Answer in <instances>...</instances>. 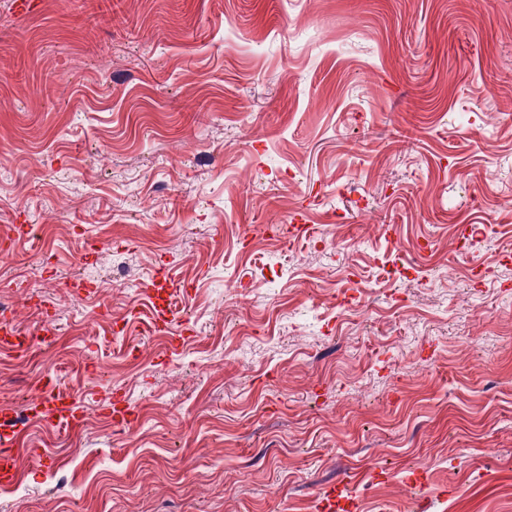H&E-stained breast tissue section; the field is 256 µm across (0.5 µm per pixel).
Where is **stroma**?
Wrapping results in <instances>:
<instances>
[{"mask_svg": "<svg viewBox=\"0 0 512 512\" xmlns=\"http://www.w3.org/2000/svg\"><path fill=\"white\" fill-rule=\"evenodd\" d=\"M35 2L0 0V240L36 227L0 303L55 334L0 414L56 372L91 418L24 435L0 512H512V0ZM343 487L331 486L324 492L322 499V510L325 512H354L358 510L357 500L349 495L343 496Z\"/></svg>", "mask_w": 512, "mask_h": 512, "instance_id": "obj_1", "label": "stroma"}]
</instances>
